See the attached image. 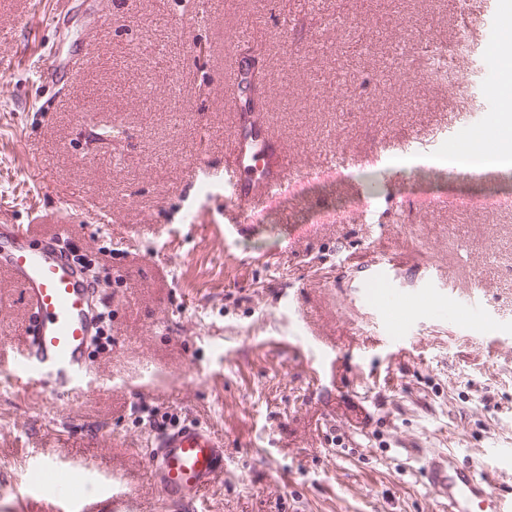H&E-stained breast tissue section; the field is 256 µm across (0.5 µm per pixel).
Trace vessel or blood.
Segmentation results:
<instances>
[{"mask_svg": "<svg viewBox=\"0 0 512 512\" xmlns=\"http://www.w3.org/2000/svg\"><path fill=\"white\" fill-rule=\"evenodd\" d=\"M262 22L255 17L251 35L224 46V108L235 115L230 132L235 156L224 169L229 220L224 232L229 236L241 233L261 203L297 178L281 163L279 141L258 102L254 62L262 51L257 33ZM70 234L62 225L40 236L31 224L0 225V273L21 286L28 312L24 346L1 348L0 365L14 367L24 390L54 382L68 395L81 390L90 376L88 346L98 327L95 295L87 272L60 246ZM363 288L371 302L396 290L382 267L373 270ZM149 459L154 484L170 503L198 501L224 480L223 441L193 420L154 437ZM32 465L50 512H91L90 498L77 501L66 491L64 471L53 459L37 456ZM424 476L431 493L447 501L448 512H512V497L493 494L491 480L474 465L434 458Z\"/></svg>", "mask_w": 512, "mask_h": 512, "instance_id": "obj_1", "label": "vessel or blood"}]
</instances>
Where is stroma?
I'll list each match as a JSON object with an SVG mask.
<instances>
[{
	"mask_svg": "<svg viewBox=\"0 0 512 512\" xmlns=\"http://www.w3.org/2000/svg\"><path fill=\"white\" fill-rule=\"evenodd\" d=\"M194 0H0V224L65 216L90 256L112 341L78 394L20 393L0 370V512L55 457L73 496L117 512H448L427 489L434 453L477 462L512 493V210L460 206L512 193L511 173H439L371 161L381 140L424 160L467 132L466 100L412 76L415 29L455 41L448 0H224L182 29ZM263 13L269 118L284 163L316 173L216 235L233 158L224 38ZM28 24H20L21 15ZM291 28H283L284 17ZM93 103L97 116L77 111ZM119 128L105 141L102 127ZM354 158L324 175L336 149ZM204 156L212 174L192 179ZM112 221L99 223V210ZM390 268L402 295L475 300L471 327L411 308L382 343L363 282ZM19 285L0 275V345L21 347ZM155 417L138 411L139 402ZM224 442V481L200 501L158 495L148 445L186 419Z\"/></svg>",
	"mask_w": 512,
	"mask_h": 512,
	"instance_id": "35a3bbf8",
	"label": "stroma"
}]
</instances>
